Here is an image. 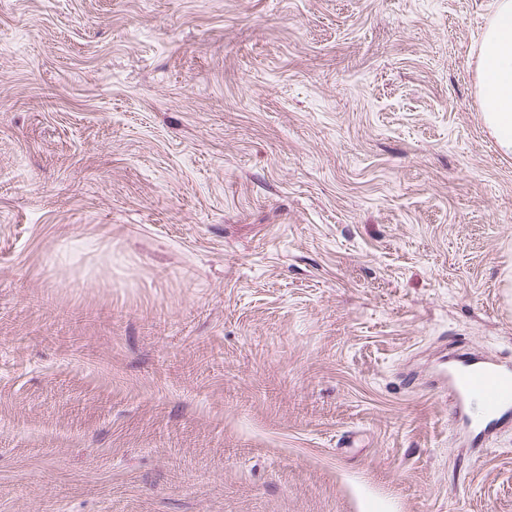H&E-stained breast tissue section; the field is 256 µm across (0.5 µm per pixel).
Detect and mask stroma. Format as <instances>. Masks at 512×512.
<instances>
[{
  "label": "stroma",
  "instance_id": "stroma-1",
  "mask_svg": "<svg viewBox=\"0 0 512 512\" xmlns=\"http://www.w3.org/2000/svg\"><path fill=\"white\" fill-rule=\"evenodd\" d=\"M496 0H0V512H512ZM476 87L483 123L512 158V0H497L478 46ZM450 380L458 403L480 402L485 427L512 412V368L465 356L456 361Z\"/></svg>",
  "mask_w": 512,
  "mask_h": 512
}]
</instances>
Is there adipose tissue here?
Masks as SVG:
<instances>
[{
  "instance_id": "obj_1",
  "label": "adipose tissue",
  "mask_w": 512,
  "mask_h": 512,
  "mask_svg": "<svg viewBox=\"0 0 512 512\" xmlns=\"http://www.w3.org/2000/svg\"><path fill=\"white\" fill-rule=\"evenodd\" d=\"M476 87L483 123L512 158V0H497L478 46Z\"/></svg>"
}]
</instances>
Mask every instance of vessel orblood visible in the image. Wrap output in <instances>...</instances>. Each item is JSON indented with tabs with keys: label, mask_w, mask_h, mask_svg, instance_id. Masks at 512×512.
Returning a JSON list of instances; mask_svg holds the SVG:
<instances>
[{
	"label": "vessel or blood",
	"mask_w": 512,
	"mask_h": 512,
	"mask_svg": "<svg viewBox=\"0 0 512 512\" xmlns=\"http://www.w3.org/2000/svg\"><path fill=\"white\" fill-rule=\"evenodd\" d=\"M450 380L457 402H480L487 423L512 414V368L465 356L457 360Z\"/></svg>",
	"instance_id": "b4317fda"
}]
</instances>
